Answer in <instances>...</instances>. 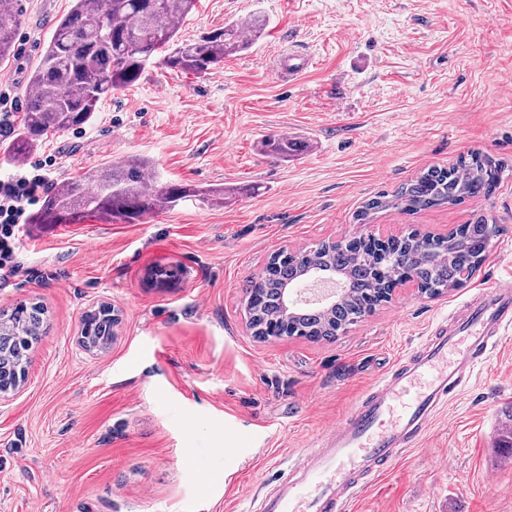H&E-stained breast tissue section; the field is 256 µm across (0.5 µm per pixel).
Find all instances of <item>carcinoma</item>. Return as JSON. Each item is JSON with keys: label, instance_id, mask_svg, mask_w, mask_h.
<instances>
[{"label": "carcinoma", "instance_id": "cac0c4a2", "mask_svg": "<svg viewBox=\"0 0 512 512\" xmlns=\"http://www.w3.org/2000/svg\"><path fill=\"white\" fill-rule=\"evenodd\" d=\"M197 0H73L70 11L55 26L39 64L28 77L30 93L19 124L5 141L14 159L25 158L51 132L80 128L94 115L100 100L114 90L136 83L150 63L176 73L206 75L224 59L251 48L266 26L254 13L201 33L191 41L178 38L179 23ZM21 11L11 0H0V61L11 57ZM264 151L288 160L298 143L269 137ZM151 165L131 159L87 170L57 192L47 194L33 214V224H80L90 217L107 223L137 224L181 200L224 206L235 195L230 187H198L168 183L152 185ZM501 168L480 152L461 156L449 167H432L402 185L392 195L370 199L357 214L360 221L388 209L406 212L467 198L488 197L499 181ZM499 226L485 217L464 224L446 237L417 241L410 232L383 247L362 238L323 241L290 256L279 253L269 260L260 296L246 285L249 327L260 339L299 337L320 340L357 323L386 301L395 282L414 279L430 297L461 288L464 269H475L486 258ZM323 264L344 274L342 299L329 310L299 308L284 317L280 288L298 268ZM42 310L24 308L9 327L8 348H0V368L22 365L31 342L40 335Z\"/></svg>", "mask_w": 512, "mask_h": 512}]
</instances>
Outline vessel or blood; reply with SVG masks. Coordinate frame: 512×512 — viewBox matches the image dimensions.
<instances>
[{
  "instance_id": "b4317fda",
  "label": "vessel or blood",
  "mask_w": 512,
  "mask_h": 512,
  "mask_svg": "<svg viewBox=\"0 0 512 512\" xmlns=\"http://www.w3.org/2000/svg\"><path fill=\"white\" fill-rule=\"evenodd\" d=\"M511 325V283L475 294L422 345L398 356L318 446L297 457L260 512H345L368 479L421 443Z\"/></svg>"
}]
</instances>
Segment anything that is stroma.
I'll list each match as a JSON object with an SVG mask.
<instances>
[{
  "label": "stroma",
  "mask_w": 512,
  "mask_h": 512,
  "mask_svg": "<svg viewBox=\"0 0 512 512\" xmlns=\"http://www.w3.org/2000/svg\"><path fill=\"white\" fill-rule=\"evenodd\" d=\"M71 6L20 0L23 49L0 64L1 95L24 104ZM257 11L262 37L207 76L148 65L86 128L31 152L54 157L59 187L140 158L160 181L237 194L137 224L25 225L24 271L0 287V311L47 314L26 385L0 404V512H258L396 356L476 289L512 279V0H198L179 34ZM278 135L301 151L265 153ZM472 151L503 166L490 197L356 221L366 201ZM481 216L500 233L462 288L429 298L406 283L330 340L262 342L247 327L245 282L278 251L444 235ZM104 303L121 312L118 336L86 350L82 317ZM511 421L512 326L421 446L347 512H512V467L495 446Z\"/></svg>",
  "instance_id": "stroma-1"
}]
</instances>
